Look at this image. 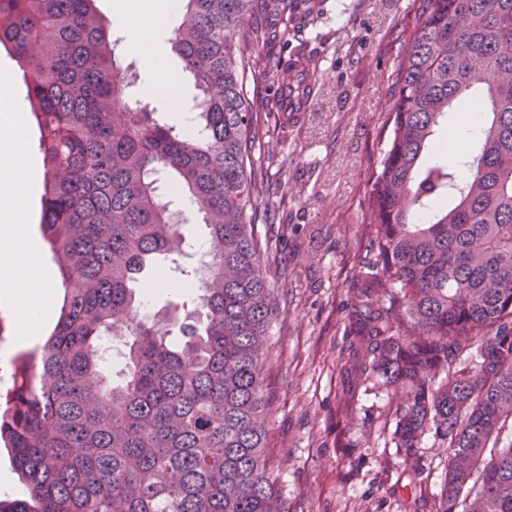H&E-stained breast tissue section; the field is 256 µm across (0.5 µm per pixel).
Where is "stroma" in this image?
<instances>
[{
    "label": "stroma",
    "instance_id": "1",
    "mask_svg": "<svg viewBox=\"0 0 512 512\" xmlns=\"http://www.w3.org/2000/svg\"><path fill=\"white\" fill-rule=\"evenodd\" d=\"M422 0H310L287 39L256 59L250 97L263 144L261 222L272 224L286 275L268 371L267 459L288 512H435L448 451L433 438L397 448L391 396L348 369V313L365 268V201L394 102L392 63ZM304 46L317 88L300 121L272 107L273 61ZM150 277L144 312L166 315L190 283Z\"/></svg>",
    "mask_w": 512,
    "mask_h": 512
}]
</instances>
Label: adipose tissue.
Returning a JSON list of instances; mask_svg holds the SVG:
<instances>
[{"label":"adipose tissue","mask_w":512,"mask_h":512,"mask_svg":"<svg viewBox=\"0 0 512 512\" xmlns=\"http://www.w3.org/2000/svg\"><path fill=\"white\" fill-rule=\"evenodd\" d=\"M175 0H112V25L124 37L127 51L138 55L150 75L142 93L162 100L174 112L184 110V86L160 48L158 37L169 30ZM0 112L12 136L0 139V153L13 160L0 165V300L16 313V334L33 342L41 336L57 294L30 233L29 191L33 163L24 152L27 119L16 106L10 76L0 71Z\"/></svg>","instance_id":"1"}]
</instances>
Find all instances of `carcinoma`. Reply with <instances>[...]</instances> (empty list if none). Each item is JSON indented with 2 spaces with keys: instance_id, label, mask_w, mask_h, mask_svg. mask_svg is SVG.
Returning a JSON list of instances; mask_svg holds the SVG:
<instances>
[{
  "instance_id": "carcinoma-1",
  "label": "carcinoma",
  "mask_w": 512,
  "mask_h": 512,
  "mask_svg": "<svg viewBox=\"0 0 512 512\" xmlns=\"http://www.w3.org/2000/svg\"><path fill=\"white\" fill-rule=\"evenodd\" d=\"M302 0H261L293 16ZM254 0H180L172 45L203 99L196 135L132 100L95 0H0L39 130L41 227L67 302L19 358L0 402V443L28 498L0 512H288L265 455L269 336L278 316L272 243L256 224L261 141L247 94L265 28ZM389 137L371 175L360 303L349 314L359 374L403 389L401 448H448L436 512H512V0H427L391 72ZM477 132L448 163L467 103ZM196 207L206 272L202 324L141 313L142 277L184 253ZM181 340H168L173 329ZM122 339L115 381L98 348Z\"/></svg>"
}]
</instances>
